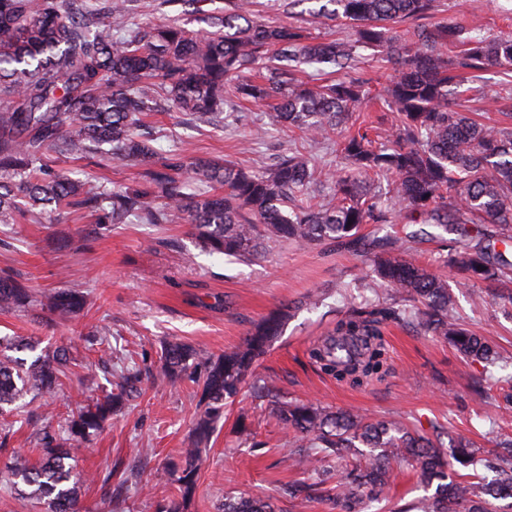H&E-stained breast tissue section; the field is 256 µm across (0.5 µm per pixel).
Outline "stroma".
<instances>
[{"label": "stroma", "instance_id": "obj_1", "mask_svg": "<svg viewBox=\"0 0 512 512\" xmlns=\"http://www.w3.org/2000/svg\"><path fill=\"white\" fill-rule=\"evenodd\" d=\"M326 0H257L258 20L303 28L321 41L354 42L355 30L327 19L319 10ZM224 0L198 5H171L167 0H139L136 22L178 20L188 29H206L203 17ZM427 24L461 26L482 36H512V0H435ZM508 88L503 74L485 72L472 82L460 102L470 117L490 122L498 117L493 103ZM267 107L244 104L217 126L193 125L177 111L152 112L145 122L159 130L158 148L181 147L187 157L268 167L279 154L296 146L335 165L333 143L311 141L287 127L253 130L265 125ZM54 168L74 177L103 180L106 187L132 184L137 168L102 161L93 153L80 160L49 154ZM367 252L322 244L298 248L284 244L251 263L231 261L202 250L190 224H141L130 221L101 230L75 214L49 211L39 222L0 224V273L9 272L33 292L34 303L20 312H0V336L26 343L15 358L66 350L72 358L56 394L51 419L40 401L22 400L29 424L14 428L0 448V512H45L44 505L14 488L6 465L14 457L36 461L37 435L44 425L63 430L79 406L110 392L125 367L139 378L128 387L122 410L84 443L76 458L81 476L79 512H164L174 472L180 467L200 395L189 380L159 384L164 342L178 340L204 354L219 355L242 343L254 323L289 305L293 311L282 333L271 343L255 373L291 399L314 401L333 410H359L383 418L400 416L424 433L446 427L477 447H491L493 423L512 426L501 390L506 370L484 368L464 358L447 341L424 336L400 324L388 325L384 347L388 374L355 385L336 380L315 362L313 350L332 334L337 321L370 296L362 287L371 253L381 236L399 240L405 256L432 273L449 277L441 258L452 233L434 224L399 220L376 228L363 225ZM58 288H78L88 295L85 309L62 321L44 307L45 296ZM461 320L476 334L512 355V319L493 303L474 305L470 291L457 288ZM107 335H100V328ZM484 376L475 393L472 379ZM292 436L273 418L249 385H242L200 452L194 493L182 512H224L225 497L262 498L275 512H337L329 501L290 503L285 487L302 478L295 465ZM415 468L395 471L381 512H402L426 495Z\"/></svg>", "mask_w": 512, "mask_h": 512}]
</instances>
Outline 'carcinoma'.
<instances>
[{"label": "carcinoma", "instance_id": "1", "mask_svg": "<svg viewBox=\"0 0 512 512\" xmlns=\"http://www.w3.org/2000/svg\"><path fill=\"white\" fill-rule=\"evenodd\" d=\"M328 2L334 5L329 16L355 25L353 43L314 41L296 27L266 25L253 18L250 0H224V9L208 17L214 31L206 35L175 22L133 23L129 0H0V224L36 222L38 209L51 203L102 227L130 217L144 224L184 221L208 253L252 262L284 243L309 248L328 242L363 251L362 225L415 213L445 231L460 226L461 238L451 242L444 263L463 286L498 287L492 297L512 309V113H504L507 122L488 126L459 111L467 76L489 69L512 74V38L477 37L440 23L395 35L381 26L428 14L432 0ZM361 47H380L386 61L402 65L380 97L395 124L382 136L366 125L336 141L339 164L332 170L291 148L263 171L190 161L175 150L157 152L144 129V116L163 100L212 124L246 101L272 108L271 126L286 123L327 140L371 101L369 80L355 73ZM313 64L332 66L342 77L309 74L314 85L298 84L296 71ZM105 145L111 160L143 168L137 182L108 189L45 166L51 152L83 158ZM218 185L224 191H216ZM363 287L384 298L351 309L313 354L336 379L355 383L381 373L382 336L390 323L443 337L480 362L512 364V357L461 323L448 281L401 249L373 256ZM31 303L30 289L0 275V310ZM83 307V296L71 289L47 297L46 308L61 320ZM289 315L288 309L270 313L240 346L218 356L203 358L178 341L164 345L159 379L192 368L202 382L204 410L175 478L182 495L195 489L200 445L226 401L253 377ZM20 345L0 338V413L28 394L52 398L67 369L68 358L59 351L28 366L5 354ZM256 391L293 433L299 463L314 477L289 484L291 499L318 490L334 473L336 506L363 512L388 498L390 475L408 459L427 480L445 478L441 431L428 436L403 419L290 401L266 379L256 382ZM120 405L121 395L110 393L81 406L65 434L44 428L39 462L13 459L14 486L26 487L23 494L48 512H76L80 479L68 463L73 443L102 428ZM449 447L471 473L407 512H496L492 500L512 497V463H505L511 435H501L495 449L474 448L465 439ZM224 512L274 509L260 500L226 499Z\"/></svg>", "mask_w": 512, "mask_h": 512}]
</instances>
